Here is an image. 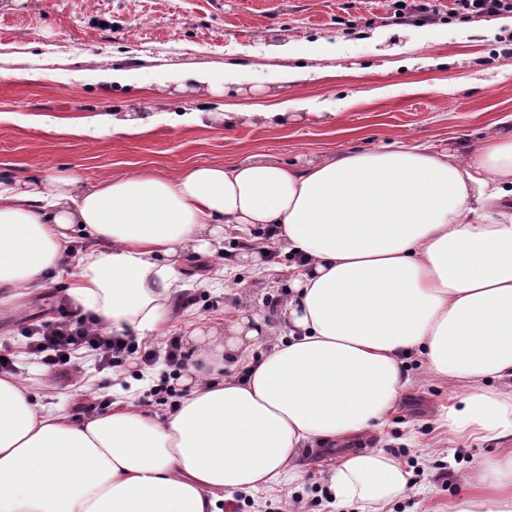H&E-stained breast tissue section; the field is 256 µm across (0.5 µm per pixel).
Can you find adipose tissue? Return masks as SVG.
<instances>
[{
    "label": "adipose tissue",
    "instance_id": "ef3b65f1",
    "mask_svg": "<svg viewBox=\"0 0 512 512\" xmlns=\"http://www.w3.org/2000/svg\"><path fill=\"white\" fill-rule=\"evenodd\" d=\"M197 113L98 115L67 125L142 135ZM512 133L458 161L393 142L301 164L265 155L87 180L36 171L0 180V310L42 289L77 239L66 293L117 332L154 336L174 311L183 262L224 234L276 226L288 293L274 314L235 311L208 343L178 409L131 401L86 421L0 377V512H222L221 503L299 477L300 448L380 430L412 386L409 360L452 385L449 438L502 446L468 491L432 512H512ZM241 375H224L225 361ZM335 503L386 512L409 473L376 449L327 478Z\"/></svg>",
    "mask_w": 512,
    "mask_h": 512
}]
</instances>
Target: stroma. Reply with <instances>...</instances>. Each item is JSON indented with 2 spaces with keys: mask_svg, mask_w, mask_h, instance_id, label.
Returning a JSON list of instances; mask_svg holds the SVG:
<instances>
[{
  "mask_svg": "<svg viewBox=\"0 0 512 512\" xmlns=\"http://www.w3.org/2000/svg\"><path fill=\"white\" fill-rule=\"evenodd\" d=\"M436 12L426 23H398L393 0H0V177L24 178L34 169H73L85 178L122 175L139 168L170 174L193 163L224 162L249 154L299 164L345 149H372L402 139L466 158L484 140L507 133L501 117L512 114V28L497 20L465 22L449 17L451 0H424ZM324 41L331 77L311 72V60L285 57L276 46ZM427 54L438 67L414 65ZM110 67L135 69L141 86L103 83L94 59ZM266 70L309 68L295 84H271L251 66ZM234 71L239 81L222 96L202 98L161 88L159 77L182 70ZM315 100L320 116L275 127L258 120L232 126L210 123V113L240 104L260 112L287 98ZM138 103L155 112L199 113L198 125L158 126L143 137L61 136L54 122L84 121L125 111ZM224 254L206 259L204 274L219 279L221 291L197 288L195 259L184 263L185 285L196 289V304L164 320L160 345L170 335L190 339L198 329L223 331L234 307L232 294L250 290L248 309L269 310L284 296L289 258L278 253L269 264L241 260V238H224ZM67 274L51 279L38 296L20 298L0 313V345L11 346L22 380L38 401L82 420L84 403L117 401L111 374L96 372L93 357L83 366L88 386L60 388L58 379L25 352L29 325L50 320L64 294ZM404 396L369 445L397 458L433 500L448 502L457 489L442 487L438 467L454 463L472 472L495 454L493 440L452 441L435 418L447 403L450 385L421 377ZM348 442L314 447L300 455L298 479L257 492L238 494V512L287 506L300 495L310 512H359L356 505L331 506L322 494L330 471Z\"/></svg>",
  "mask_w": 512,
  "mask_h": 512,
  "instance_id": "obj_1",
  "label": "stroma"
}]
</instances>
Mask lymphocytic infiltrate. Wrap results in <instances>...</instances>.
Wrapping results in <instances>:
<instances>
[{
	"label": "lymphocytic infiltrate",
	"mask_w": 512,
	"mask_h": 512,
	"mask_svg": "<svg viewBox=\"0 0 512 512\" xmlns=\"http://www.w3.org/2000/svg\"><path fill=\"white\" fill-rule=\"evenodd\" d=\"M55 321L33 329L26 344L29 355L39 360L56 375L68 380L80 379L82 360L93 355L97 371H108L134 362L142 370L160 369L157 380L146 390V397L160 406L177 408L185 392L177 382L187 370L181 339L166 338L162 346L137 341L124 334H115L103 328L96 318H73L67 303H60Z\"/></svg>",
	"instance_id": "f902f5d3"
}]
</instances>
